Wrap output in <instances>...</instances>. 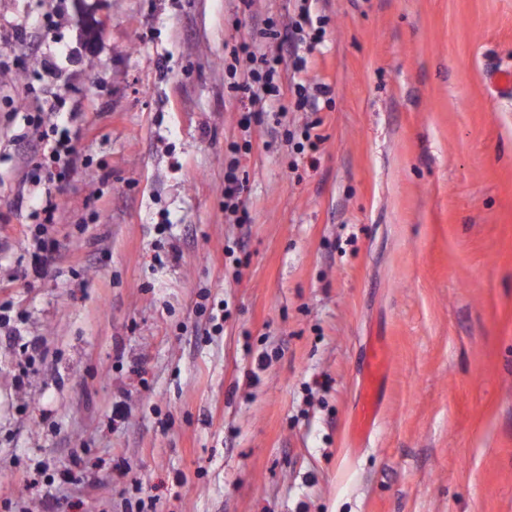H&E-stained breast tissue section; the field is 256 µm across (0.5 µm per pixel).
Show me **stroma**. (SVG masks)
<instances>
[{
	"mask_svg": "<svg viewBox=\"0 0 512 512\" xmlns=\"http://www.w3.org/2000/svg\"><path fill=\"white\" fill-rule=\"evenodd\" d=\"M295 5L0 0V512H512V99L487 80L512 70V0H316L299 54L329 104L243 130L236 51H276L256 30ZM56 103L82 164L46 190L24 115ZM315 119L317 152L285 145ZM247 140L238 224L224 163ZM54 205L47 202L46 206L42 209V213L45 214L43 224H36V230L34 234L29 238L26 233V249L31 254L32 258V271L36 277L42 274L44 267L49 261L50 255L55 249L54 241H47L44 238L46 234V224H51L54 218ZM388 366L389 355L384 345L372 344L365 358L355 419V429L361 435L369 432L378 417Z\"/></svg>",
	"mask_w": 512,
	"mask_h": 512,
	"instance_id": "stroma-1",
	"label": "stroma"
}]
</instances>
